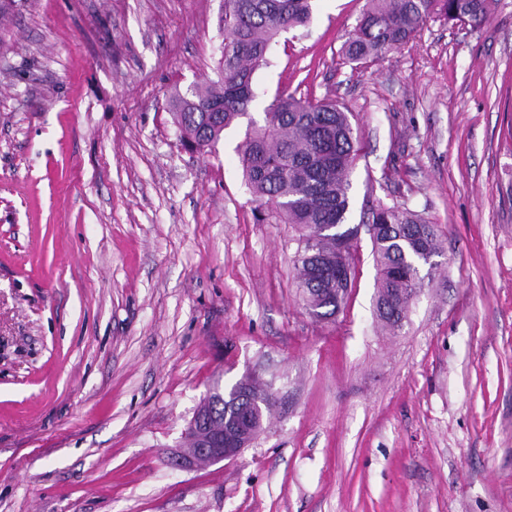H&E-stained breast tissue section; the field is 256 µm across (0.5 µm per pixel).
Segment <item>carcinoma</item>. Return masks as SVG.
Masks as SVG:
<instances>
[{
    "label": "carcinoma",
    "mask_w": 512,
    "mask_h": 512,
    "mask_svg": "<svg viewBox=\"0 0 512 512\" xmlns=\"http://www.w3.org/2000/svg\"><path fill=\"white\" fill-rule=\"evenodd\" d=\"M494 0H367V7L349 33L342 52L350 62L367 63L408 43L432 17L479 27L488 20ZM312 0H224V49L216 79L176 94L173 111L188 141L198 149L214 146L226 129L247 119L239 159L245 181L271 216L294 224L310 237L322 224L346 223L350 210L351 173L357 156L349 113L324 100L278 95L267 106L263 122L249 113L256 100L255 71L267 64L272 44L284 32L307 25ZM372 241L380 280L376 310L392 330L403 328L410 304L421 289L419 262L412 238L419 237L427 254L440 253L437 231L417 215L395 206L370 209ZM298 255L300 288L313 311L336 313L348 290L321 269L339 263L336 239L316 243V261ZM269 398L250 388L230 390L218 403L208 396L201 407L214 421L234 418L255 423Z\"/></svg>",
    "instance_id": "obj_1"
}]
</instances>
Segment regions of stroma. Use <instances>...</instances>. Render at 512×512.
<instances>
[{
    "mask_svg": "<svg viewBox=\"0 0 512 512\" xmlns=\"http://www.w3.org/2000/svg\"><path fill=\"white\" fill-rule=\"evenodd\" d=\"M222 0H15L0 29V512H512V0L361 65L366 0H314L254 74L350 113L354 276L312 316L300 233L260 221L236 147L184 146ZM435 225L402 330L367 213ZM273 406L235 459L172 461L214 387Z\"/></svg>",
    "mask_w": 512,
    "mask_h": 512,
    "instance_id": "obj_1",
    "label": "stroma"
}]
</instances>
